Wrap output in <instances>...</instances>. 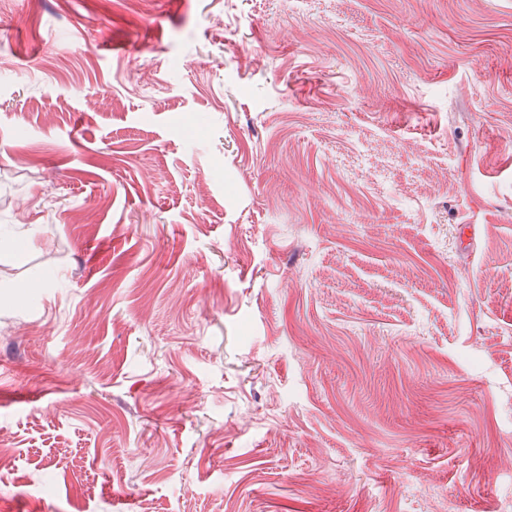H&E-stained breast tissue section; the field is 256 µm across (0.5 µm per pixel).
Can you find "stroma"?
<instances>
[{
  "label": "stroma",
  "instance_id": "obj_1",
  "mask_svg": "<svg viewBox=\"0 0 512 512\" xmlns=\"http://www.w3.org/2000/svg\"><path fill=\"white\" fill-rule=\"evenodd\" d=\"M0 434V512H512V0H0Z\"/></svg>",
  "mask_w": 512,
  "mask_h": 512
}]
</instances>
